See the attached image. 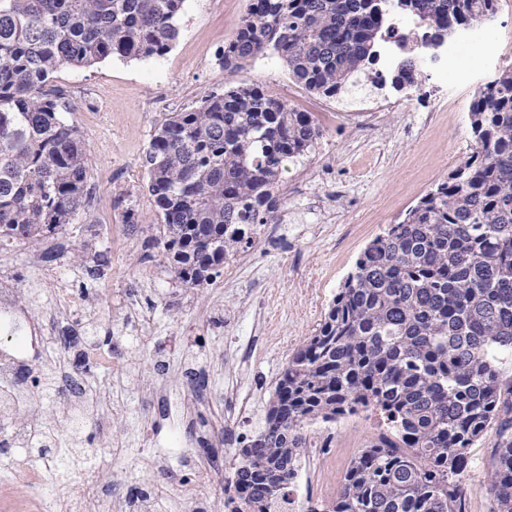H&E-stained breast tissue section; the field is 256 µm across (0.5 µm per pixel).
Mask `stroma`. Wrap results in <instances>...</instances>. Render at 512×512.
<instances>
[{"mask_svg":"<svg viewBox=\"0 0 512 512\" xmlns=\"http://www.w3.org/2000/svg\"><path fill=\"white\" fill-rule=\"evenodd\" d=\"M246 9L247 0H186L178 38L166 55L132 61L111 57L89 69H61L54 78L75 107L67 118L93 160L92 199L77 223L67 227V248L54 267L71 279L75 293L93 300L101 331L123 327L115 339L118 371L108 381L124 410L112 414L106 406H95L86 434L76 437L42 400H34L32 409L55 447L69 449L73 468H83L93 457L112 460L120 466L118 483L148 481L167 497L172 491L159 466L184 472L200 461L190 448L174 452L145 445L162 378L186 375L193 360L202 361L216 397L208 419L223 418L226 394L248 395L255 410L243 432H260L281 370L314 334L359 254L473 147L467 113L434 111L444 91L428 76L422 79L420 99L407 111L382 113L379 133L368 136L351 130L352 123L363 120L359 103L384 97L396 101L399 92L377 88L361 75L341 96L323 100L291 82L271 53L237 72L225 71L218 51ZM251 84L312 113L324 135L311 154L288 164L281 176V188L294 185L298 191L284 198L280 240L256 241L236 272L189 288L168 267L161 248L146 246L156 229L155 206L144 188L145 152L168 113L199 107L208 92ZM129 210L136 226L124 222ZM45 248L42 242L1 244L0 280L15 289L33 318L49 323L55 310L41 278ZM102 252L110 264L100 279H89L86 266ZM260 312L285 342H258L247 363L236 362L230 339L247 338ZM380 428L377 412L370 410L328 430L310 425L308 437L319 444L328 436L333 444L357 451ZM494 440V433H487L470 450L468 512L490 510Z\"/></svg>","mask_w":512,"mask_h":512,"instance_id":"stroma-1","label":"stroma"}]
</instances>
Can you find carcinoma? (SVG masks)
Wrapping results in <instances>:
<instances>
[{
  "label": "carcinoma",
  "instance_id": "obj_1",
  "mask_svg": "<svg viewBox=\"0 0 512 512\" xmlns=\"http://www.w3.org/2000/svg\"><path fill=\"white\" fill-rule=\"evenodd\" d=\"M185 0H0V242L57 238L92 198V162L53 85L65 67L167 54ZM497 0H249L220 60L235 72L273 49L288 77L333 98L372 71L392 16L429 36L417 52L494 16ZM415 57L391 87L421 89ZM474 147L360 253L315 333L288 359L265 427L224 485L231 512H277L308 425L369 409L382 429L336 496L301 512H463L469 449L496 427L490 512H512V67L474 95ZM323 131L257 85L170 113L145 154L167 263L207 284L279 219L280 179Z\"/></svg>",
  "mask_w": 512,
  "mask_h": 512
}]
</instances>
